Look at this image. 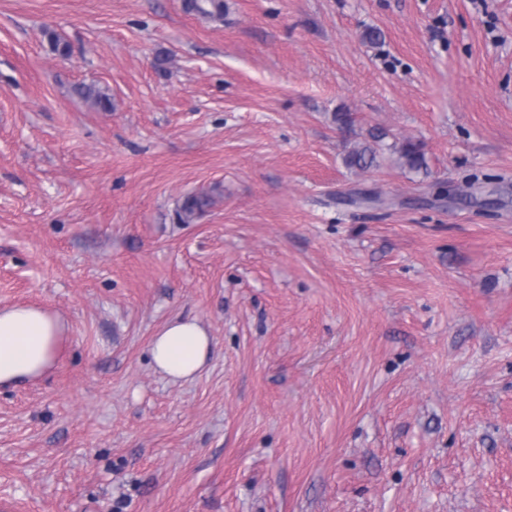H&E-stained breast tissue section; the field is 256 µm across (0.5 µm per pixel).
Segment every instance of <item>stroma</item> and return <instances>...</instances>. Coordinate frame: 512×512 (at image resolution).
Wrapping results in <instances>:
<instances>
[{
	"label": "stroma",
	"instance_id": "stroma-1",
	"mask_svg": "<svg viewBox=\"0 0 512 512\" xmlns=\"http://www.w3.org/2000/svg\"><path fill=\"white\" fill-rule=\"evenodd\" d=\"M184 2L0 0V512H512V0ZM400 157L404 160V164L413 171H420L425 168V154L422 151L421 145L412 140H406L402 143L399 149ZM207 199L191 195L185 197L176 209V217L181 224H190L203 212ZM67 326L39 306H0V387L42 377L55 364ZM211 337L196 318H173L153 336L151 360L159 372L173 380L198 375L208 360Z\"/></svg>",
	"mask_w": 512,
	"mask_h": 512
}]
</instances>
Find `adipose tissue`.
<instances>
[{
    "instance_id": "ef3b65f1",
    "label": "adipose tissue",
    "mask_w": 512,
    "mask_h": 512,
    "mask_svg": "<svg viewBox=\"0 0 512 512\" xmlns=\"http://www.w3.org/2000/svg\"><path fill=\"white\" fill-rule=\"evenodd\" d=\"M67 331L64 320L39 306H0V387L42 377L54 365ZM211 351L206 328L194 318L165 323L149 344L159 372L174 380L198 375Z\"/></svg>"
}]
</instances>
